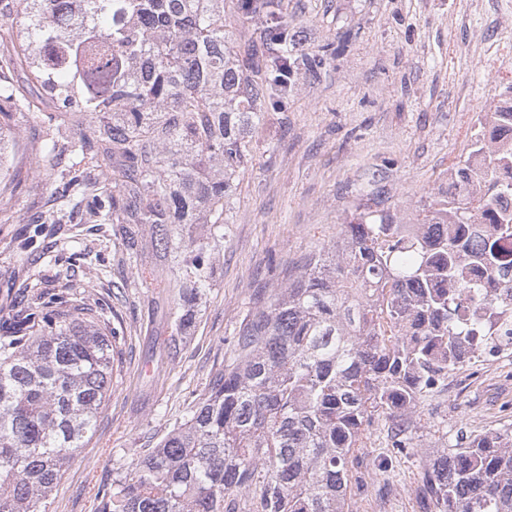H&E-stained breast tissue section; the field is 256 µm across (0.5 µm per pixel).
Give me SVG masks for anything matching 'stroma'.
Segmentation results:
<instances>
[{"label":"stroma","instance_id":"1","mask_svg":"<svg viewBox=\"0 0 512 512\" xmlns=\"http://www.w3.org/2000/svg\"><path fill=\"white\" fill-rule=\"evenodd\" d=\"M299 52L324 54L316 74L299 71L285 108L268 110L251 133L252 162L226 212L220 275L197 302L196 320L170 359L165 294L141 287L121 264L108 224H57L49 203L56 174L39 151L59 119L86 130L81 105L61 109L46 88L13 75L35 111L9 108L0 128L14 147L0 195V318L16 312L23 287L91 305L117 332L112 394L92 438L70 463L47 512H95L93 488L130 472L147 449L183 423L210 379L233 355L249 310L287 283L304 258L335 240L370 198L413 214L448 183L488 112L512 100V0H288ZM43 219L34 251L21 243ZM412 445L396 450L384 418L367 429L358 469L370 476L353 512H419L426 460L478 435L512 426V365L455 371V388L431 390Z\"/></svg>","mask_w":512,"mask_h":512}]
</instances>
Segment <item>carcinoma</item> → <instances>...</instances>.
Wrapping results in <instances>:
<instances>
[{
	"label": "carcinoma",
	"instance_id": "obj_1",
	"mask_svg": "<svg viewBox=\"0 0 512 512\" xmlns=\"http://www.w3.org/2000/svg\"><path fill=\"white\" fill-rule=\"evenodd\" d=\"M261 26L243 55L224 35V0H0L23 19L37 54L34 78L69 103L89 130L47 145L44 167L65 154L52 194L69 221L110 224L124 261L175 289L177 330L215 281V249L249 134L263 112L288 104L297 55L283 0H236ZM82 70L75 71V62ZM491 132L512 133V106ZM448 188L423 205L420 224H456L433 241L397 237V215L372 201L338 237L310 253L294 279L247 315L235 357L185 421L134 472L98 487L96 512H353L354 472L374 416L396 422L393 447L424 421L419 401L444 376L474 328L466 301L487 291L460 275L482 256L512 289V142L490 151L480 133L448 168ZM91 308L34 291L0 334V512H46V498L92 437L112 390L115 330ZM422 512H512V428L451 448L423 472Z\"/></svg>",
	"mask_w": 512,
	"mask_h": 512
}]
</instances>
